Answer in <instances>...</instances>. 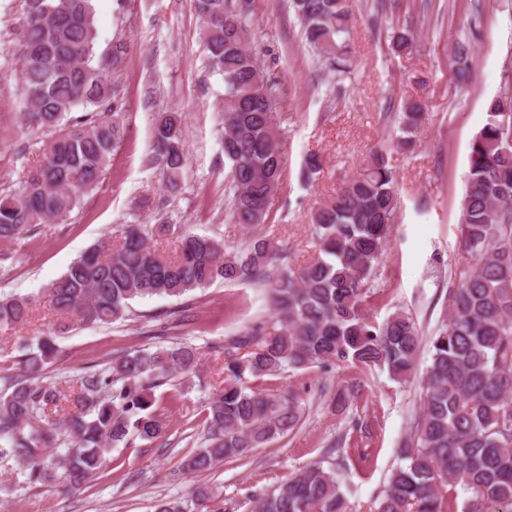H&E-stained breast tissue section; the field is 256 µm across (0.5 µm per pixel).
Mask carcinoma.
<instances>
[{
  "label": "carcinoma",
  "mask_w": 512,
  "mask_h": 512,
  "mask_svg": "<svg viewBox=\"0 0 512 512\" xmlns=\"http://www.w3.org/2000/svg\"><path fill=\"white\" fill-rule=\"evenodd\" d=\"M291 4L306 44L328 72H350V0ZM193 5L210 67L224 79L225 211L231 222L255 227L266 222L283 174L277 84L251 46L252 0ZM413 41L411 30L395 32L393 53H405ZM14 44L24 124L50 139L15 185L0 192V242L18 241L39 224L67 221L124 138L123 125L106 109L119 96L111 75L122 67L125 50L118 44L97 52L91 0H24ZM452 56L466 79L471 43L454 41ZM76 108L84 113L73 116ZM426 115L425 101L406 100L397 138L373 146L359 174L314 209L318 254L303 266L291 267L285 250L265 237L232 254L223 241L181 224H127L119 239L87 250L43 289L42 298L61 318L85 325L125 317L137 298L180 297L218 279L266 290L276 322L256 323L218 346L224 385L208 400L202 441L181 459V470L209 471L298 428L304 416L298 398L247 387L248 375L276 377L334 363L385 369L395 379L411 375L423 336L414 317L397 311L376 323L367 298L399 209L388 153L413 147ZM152 139L165 192L175 195L185 173L178 113L159 116ZM458 232L473 265L449 277L446 321L430 339L421 379L422 410L375 512H448L460 494L462 512H512V94L489 103L471 141ZM156 235L176 236L174 257L157 253L151 245ZM33 302L0 298V333L28 323ZM58 334L23 339L18 368L0 367V460L17 462L28 484L60 480L72 491L101 471L119 444L161 437L166 423L151 391L175 377L185 387L193 384L199 353L180 340L154 352L126 351L65 392L40 380L57 356ZM360 391L361 383H348L336 388L331 402L345 410ZM213 499L211 489L199 486L188 500L157 501L155 512H216ZM252 512H345L336 472L314 462L255 497Z\"/></svg>",
  "instance_id": "obj_1"
}]
</instances>
